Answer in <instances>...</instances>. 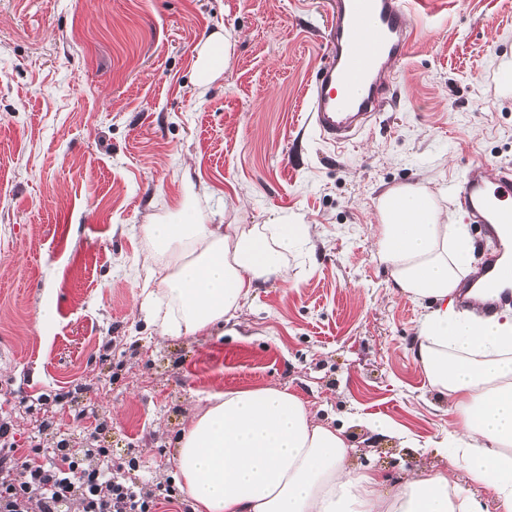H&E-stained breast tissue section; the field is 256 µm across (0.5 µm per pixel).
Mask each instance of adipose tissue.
Returning a JSON list of instances; mask_svg holds the SVG:
<instances>
[{
    "instance_id": "ef3b65f1",
    "label": "adipose tissue",
    "mask_w": 512,
    "mask_h": 512,
    "mask_svg": "<svg viewBox=\"0 0 512 512\" xmlns=\"http://www.w3.org/2000/svg\"><path fill=\"white\" fill-rule=\"evenodd\" d=\"M230 39L208 36L194 63L205 97L230 61ZM193 189L165 219L146 224L152 264L142 288L145 320L161 335L197 336L235 319L254 290L285 277L286 258L310 227L275 216L261 224H212ZM377 256L395 288L428 305L414 354L429 386L447 396L456 431L451 464L512 512V313L458 311L454 293L472 270L463 225L447 223L428 185L403 184L377 200ZM180 429L179 487L193 512H484L454 479L384 476L349 468L344 428L319 422L294 393L275 387L213 394Z\"/></svg>"
}]
</instances>
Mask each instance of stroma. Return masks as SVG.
<instances>
[{
	"mask_svg": "<svg viewBox=\"0 0 512 512\" xmlns=\"http://www.w3.org/2000/svg\"><path fill=\"white\" fill-rule=\"evenodd\" d=\"M334 0H0V426L44 463L63 437L126 481L171 494L178 432L206 398L274 385L346 425L350 465L395 489L447 471L454 430L413 349L425 310L377 257L375 204L426 183L452 223L464 167L512 163V0H429L382 112L342 149L309 119ZM231 61L205 98L203 40ZM189 175L213 224L274 213L310 227L287 280L223 334L164 337L141 315L143 229ZM56 310L41 323L43 303ZM384 418L418 440L383 438ZM230 38L220 33L208 36L200 46L194 63L195 90L204 98L230 61Z\"/></svg>",
	"mask_w": 512,
	"mask_h": 512,
	"instance_id": "stroma-1",
	"label": "stroma"
}]
</instances>
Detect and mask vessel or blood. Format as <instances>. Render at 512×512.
I'll list each match as a JSON object with an SVG mask.
<instances>
[{
  "mask_svg": "<svg viewBox=\"0 0 512 512\" xmlns=\"http://www.w3.org/2000/svg\"><path fill=\"white\" fill-rule=\"evenodd\" d=\"M417 0H336L332 58L311 89V119L326 143L345 147L381 112L387 88L383 77L394 60L408 56L407 18ZM453 199L466 223L480 225L497 253L461 285L458 301L468 304L472 288L482 287L484 313L512 303V263L500 252L512 249V166L489 176L484 162H471L453 186Z\"/></svg>",
  "mask_w": 512,
  "mask_h": 512,
  "instance_id": "obj_1",
  "label": "vessel or blood"
}]
</instances>
